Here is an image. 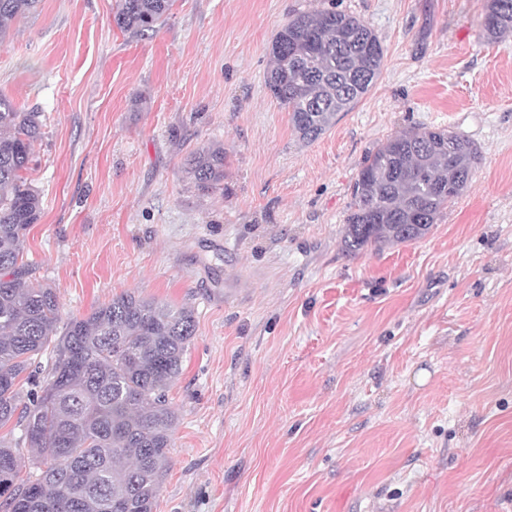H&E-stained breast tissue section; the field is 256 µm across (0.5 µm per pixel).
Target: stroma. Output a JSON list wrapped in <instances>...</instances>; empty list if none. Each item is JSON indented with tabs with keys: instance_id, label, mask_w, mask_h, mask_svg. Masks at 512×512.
I'll return each mask as SVG.
<instances>
[{
	"instance_id": "obj_1",
	"label": "stroma",
	"mask_w": 512,
	"mask_h": 512,
	"mask_svg": "<svg viewBox=\"0 0 512 512\" xmlns=\"http://www.w3.org/2000/svg\"><path fill=\"white\" fill-rule=\"evenodd\" d=\"M114 0H42L0 92L43 114L26 278L63 318L132 291L192 306L154 512H512V34L487 0H174L132 38ZM373 29L371 90L314 142L266 84L289 16ZM483 160L422 238L342 249L351 185L410 128ZM224 148V187L184 171ZM483 34L488 40L512 31V0H489L482 21Z\"/></svg>"
}]
</instances>
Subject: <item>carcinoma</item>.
<instances>
[{
    "label": "carcinoma",
    "mask_w": 512,
    "mask_h": 512,
    "mask_svg": "<svg viewBox=\"0 0 512 512\" xmlns=\"http://www.w3.org/2000/svg\"><path fill=\"white\" fill-rule=\"evenodd\" d=\"M40 0H0V45L10 24ZM173 0H115L112 21L145 36L162 25ZM489 40L512 31V0H488ZM384 51L360 18L333 8L294 15L274 37L267 85L290 112L299 138L312 142L372 88ZM42 113L0 93V506L4 512H153L169 466L176 414L168 392L195 336L187 305L122 292L82 318L61 319V297L25 279L24 242L41 214L28 172ZM479 148L445 128L406 130L365 158L352 184L342 248L417 240L468 187ZM185 172L204 191L224 185V147L203 146ZM51 353L47 376L37 359ZM29 389L21 394L20 381ZM36 472L20 477L17 447Z\"/></svg>",
    "instance_id": "cac0c4a2"
}]
</instances>
